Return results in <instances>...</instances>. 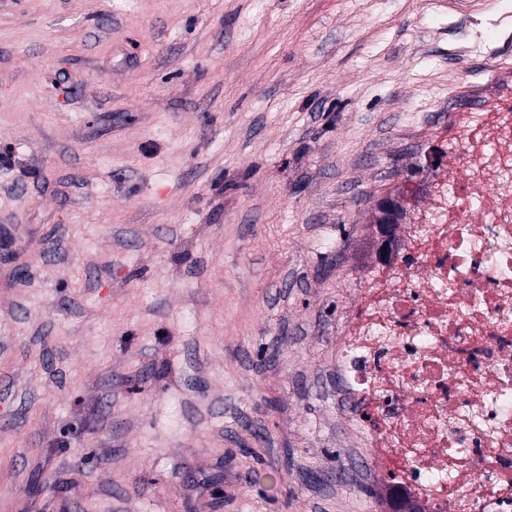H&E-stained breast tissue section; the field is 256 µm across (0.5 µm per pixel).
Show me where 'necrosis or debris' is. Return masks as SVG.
Listing matches in <instances>:
<instances>
[{"label": "necrosis or debris", "instance_id": "4bbe7bcc", "mask_svg": "<svg viewBox=\"0 0 512 512\" xmlns=\"http://www.w3.org/2000/svg\"><path fill=\"white\" fill-rule=\"evenodd\" d=\"M451 133L455 166L352 282L336 370L387 498L512 512V90Z\"/></svg>", "mask_w": 512, "mask_h": 512}]
</instances>
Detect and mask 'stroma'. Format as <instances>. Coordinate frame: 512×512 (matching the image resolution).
Segmentation results:
<instances>
[{"instance_id":"stroma-1","label":"stroma","mask_w":512,"mask_h":512,"mask_svg":"<svg viewBox=\"0 0 512 512\" xmlns=\"http://www.w3.org/2000/svg\"><path fill=\"white\" fill-rule=\"evenodd\" d=\"M508 83L512 0H0V512H374L346 283ZM380 216L375 224H378L379 235V255L387 248L389 242L393 237L394 224H397L399 215L398 203L386 200L379 204Z\"/></svg>"}]
</instances>
